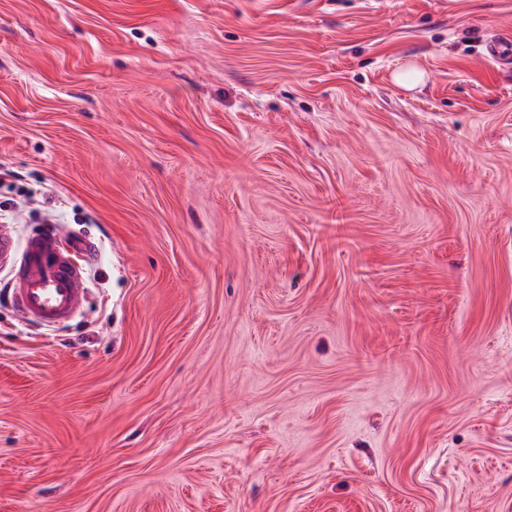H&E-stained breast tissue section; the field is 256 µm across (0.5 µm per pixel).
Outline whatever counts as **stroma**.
I'll use <instances>...</instances> for the list:
<instances>
[{
    "instance_id": "obj_1",
    "label": "stroma",
    "mask_w": 512,
    "mask_h": 512,
    "mask_svg": "<svg viewBox=\"0 0 512 512\" xmlns=\"http://www.w3.org/2000/svg\"><path fill=\"white\" fill-rule=\"evenodd\" d=\"M512 0H0V512H512ZM415 70V84L398 74ZM89 248L62 239L57 226H44L27 239L12 288L24 318L54 327L79 310L87 293L83 266Z\"/></svg>"
}]
</instances>
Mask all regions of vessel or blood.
Instances as JSON below:
<instances>
[{
  "label": "vessel or blood",
  "instance_id": "1",
  "mask_svg": "<svg viewBox=\"0 0 512 512\" xmlns=\"http://www.w3.org/2000/svg\"><path fill=\"white\" fill-rule=\"evenodd\" d=\"M88 246L62 239L58 227L46 226L17 249L8 225L0 226V263L19 260L13 300L20 314L38 325L54 327L80 308L87 286L84 261Z\"/></svg>",
  "mask_w": 512,
  "mask_h": 512
}]
</instances>
